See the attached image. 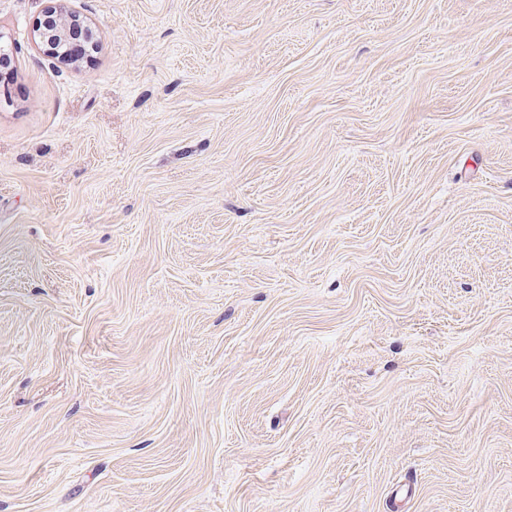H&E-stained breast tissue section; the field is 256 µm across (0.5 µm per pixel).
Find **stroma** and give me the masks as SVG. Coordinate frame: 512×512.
Instances as JSON below:
<instances>
[{"instance_id": "stroma-1", "label": "stroma", "mask_w": 512, "mask_h": 512, "mask_svg": "<svg viewBox=\"0 0 512 512\" xmlns=\"http://www.w3.org/2000/svg\"><path fill=\"white\" fill-rule=\"evenodd\" d=\"M0 0V512H512V0Z\"/></svg>"}]
</instances>
